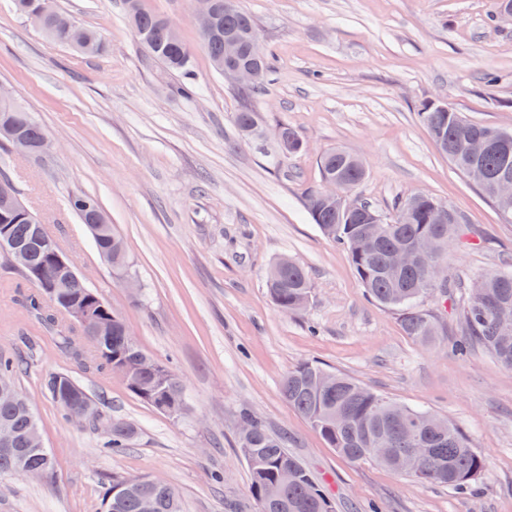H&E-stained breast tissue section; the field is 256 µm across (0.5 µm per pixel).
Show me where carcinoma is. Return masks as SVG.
Masks as SVG:
<instances>
[{
  "instance_id": "carcinoma-1",
  "label": "carcinoma",
  "mask_w": 512,
  "mask_h": 512,
  "mask_svg": "<svg viewBox=\"0 0 512 512\" xmlns=\"http://www.w3.org/2000/svg\"><path fill=\"white\" fill-rule=\"evenodd\" d=\"M43 4L44 0H13L15 9L25 14L51 40L64 46L71 45L74 20L52 5L47 12H41ZM130 22L138 38L153 43L155 62L175 75L189 74L192 50L182 38L170 37L168 28L171 23L167 19L141 9ZM255 32L257 24L251 15L240 10L221 11L214 30L209 34L202 32L200 36L213 63L224 60V36H239L243 40L239 62L246 64L252 59L249 40ZM271 70V58L266 54L254 85L237 92L240 107L235 114V124L245 135L258 126L253 101ZM5 115L17 122L33 143L44 138L45 131L25 105H0V116ZM417 115L426 128H439L448 133L450 146H458L475 134L506 137L512 142V130L471 122L451 107L440 110L435 105L423 103ZM283 130L288 136V147L278 141L276 148L286 158L298 153L301 143L291 128L285 126ZM447 156L466 175L481 170L491 177H512V150L506 156L491 151L476 159L450 150ZM350 157V153L336 148L325 152L319 160L321 178H336L343 193L354 190L367 176V169L353 164ZM478 186L501 215L512 219V200L495 197L494 186L488 181L480 182ZM68 205L81 218L101 210L97 199L82 194L70 196ZM305 205L313 223L323 234L348 250L356 276L368 294L377 302L400 310L406 335L423 341L437 335L431 316L420 309V303L432 297L436 288L431 280L432 267L448 263L454 247L473 244L471 239L462 240V225L448 219V209L441 201L430 194L423 197L418 203L417 215L408 224L397 222L403 207L401 199L394 201L388 213L358 197L350 207L331 209L324 205L322 189L318 185L308 191ZM34 221L36 215L24 207L4 219L0 217V223L12 225L13 235L23 242L32 239ZM426 236L434 239L435 253L402 271H393L394 254ZM97 237L103 247H112L113 276L136 275L114 225H101ZM21 279L31 287L22 295L23 306L55 329L58 347L63 352L99 375H110L114 367H121L129 374V391L139 399L164 413L176 416L185 413L187 405L182 380L135 343L118 313L108 309L112 313L111 335L85 336L62 316L60 300H49L40 284L27 274H21ZM266 288L279 309L294 313L307 308L312 290L306 269L291 259L273 263L266 278ZM448 293L456 299V312L465 335L456 350L463 354L475 345L481 346L498 365L512 368V331L504 329L512 323V269L506 267L477 278L458 275L448 281ZM23 363L19 354L0 353V378L14 381ZM323 373L325 370L320 366L304 363L283 378L281 393L342 457L374 461L397 474L458 490L476 482L484 472V458L470 448L461 433L447 421L399 404L342 374L331 372L328 381L321 383L318 378ZM46 388L66 422H82L75 416L82 404L95 406L86 389L65 374L50 376ZM241 420L251 431L250 440L240 439L238 444L249 467L256 512H335L334 503L320 488L312 471L288 451L283 438L274 435L248 413L243 414ZM0 426L9 429L12 447L17 449L11 455L0 453V474L23 476L28 472L48 474L53 470L54 460L48 450L30 446V436L38 429V423L23 394L14 399H0ZM134 434L132 425L114 419L112 431L104 436L103 447L109 450L124 448ZM415 446L426 448L428 452L409 466L407 461ZM372 448H393L395 455L379 459L371 455ZM124 482L125 478L114 476L112 484L101 492L102 499L118 502L117 512H142L140 503L144 497L151 499L152 512H182L178 492L173 487L145 479L139 489L118 499L112 491ZM273 486L282 487V494L277 501L270 502L267 491Z\"/></svg>"
}]
</instances>
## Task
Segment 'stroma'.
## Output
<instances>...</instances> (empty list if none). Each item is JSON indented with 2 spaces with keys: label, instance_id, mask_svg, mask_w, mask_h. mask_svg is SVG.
Segmentation results:
<instances>
[{
  "label": "stroma",
  "instance_id": "obj_1",
  "mask_svg": "<svg viewBox=\"0 0 512 512\" xmlns=\"http://www.w3.org/2000/svg\"><path fill=\"white\" fill-rule=\"evenodd\" d=\"M8 3L0 0V86L19 93L53 151L28 158L0 147V179L133 340L180 377L188 411L160 412L121 376L88 373L58 351L19 304V277L0 258V351L28 355L16 384L55 459L42 478L0 475V512H103L100 490L115 476L174 487L182 512H255L236 442L246 412L287 440L336 512H512V370L481 349L458 355L460 324L437 298L423 307L442 336H406L398 312L368 296L347 250L304 206L320 156L339 147L364 160L358 192L378 208L425 192L466 216L481 244L456 249L449 276L512 262V221L417 116L441 98L472 122L512 129V27L493 21L497 0H236L273 55L254 100L262 126L288 124L302 143L288 158L239 134L238 97L201 45L196 0H140L193 48L189 97L137 42L125 0H54L99 32L103 47L91 57L51 41ZM77 193L96 197L115 225L141 291L113 278L68 206ZM282 256L309 273L305 313L282 312L266 292ZM307 362L448 420L485 459L483 474L461 493L341 457L281 394L282 378ZM55 373L135 426L127 448L110 452L99 430L61 419L45 388Z\"/></svg>",
  "mask_w": 512,
  "mask_h": 512
}]
</instances>
